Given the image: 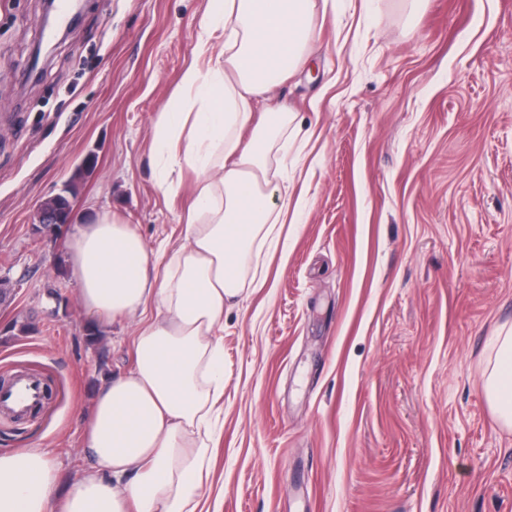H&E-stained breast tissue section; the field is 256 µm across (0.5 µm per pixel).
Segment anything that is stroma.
I'll return each instance as SVG.
<instances>
[{"label": "stroma", "instance_id": "35a3bbf8", "mask_svg": "<svg viewBox=\"0 0 512 512\" xmlns=\"http://www.w3.org/2000/svg\"><path fill=\"white\" fill-rule=\"evenodd\" d=\"M212 0H84L37 74L43 0H0V375L51 377L38 415L0 416V453L81 476L87 412L131 365L137 321L89 341L68 239L38 208L87 155L74 200L184 241L195 174L157 186V113L178 107ZM305 68L257 109L296 114L277 157L305 205L224 308L214 512H512V431L482 358L512 323V0H340Z\"/></svg>", "mask_w": 512, "mask_h": 512}]
</instances>
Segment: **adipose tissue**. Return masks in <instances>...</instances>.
Listing matches in <instances>:
<instances>
[{
	"label": "adipose tissue",
	"mask_w": 512,
	"mask_h": 512,
	"mask_svg": "<svg viewBox=\"0 0 512 512\" xmlns=\"http://www.w3.org/2000/svg\"><path fill=\"white\" fill-rule=\"evenodd\" d=\"M337 0H223L199 24L198 56L183 87L191 112L158 113L156 156L169 175H196L186 242L152 262L135 225L106 213L77 220L72 283L94 322L132 316L133 364L100 387L83 447L91 467L68 488L37 448L0 454V512H208L211 426L224 395V307L244 290L252 256L291 208L273 151L295 120L252 102L282 71L306 64L317 6ZM483 393L512 431V324L487 343Z\"/></svg>",
	"instance_id": "obj_1"
}]
</instances>
